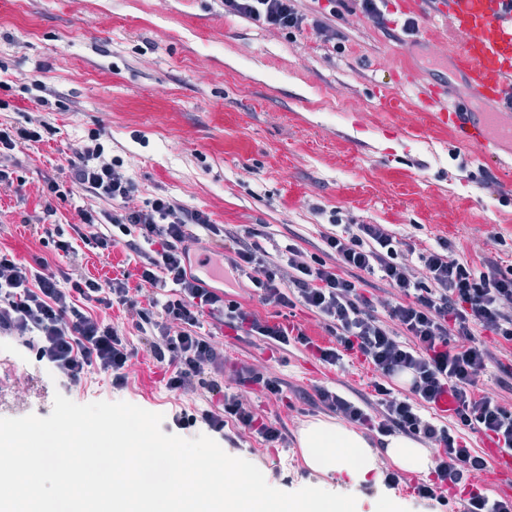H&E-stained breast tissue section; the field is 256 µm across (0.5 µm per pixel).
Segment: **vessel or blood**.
<instances>
[{"mask_svg":"<svg viewBox=\"0 0 512 512\" xmlns=\"http://www.w3.org/2000/svg\"><path fill=\"white\" fill-rule=\"evenodd\" d=\"M432 1L438 14L454 20L460 47L452 54L453 65L472 101L485 109L474 114L469 103L449 106L439 84L423 86L417 102L457 143L481 148L486 159H494L502 144H512V0Z\"/></svg>","mask_w":512,"mask_h":512,"instance_id":"1","label":"vessel or blood"}]
</instances>
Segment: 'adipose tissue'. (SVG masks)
Listing matches in <instances>:
<instances>
[{
	"label": "adipose tissue",
	"instance_id": "ef3b65f1",
	"mask_svg": "<svg viewBox=\"0 0 512 512\" xmlns=\"http://www.w3.org/2000/svg\"><path fill=\"white\" fill-rule=\"evenodd\" d=\"M301 445L307 450L309 465L323 472L352 468L357 458L369 462L375 459L362 435L323 421L311 423L303 429ZM387 454L400 468L412 472H424L434 465L422 446L403 435L388 437Z\"/></svg>",
	"mask_w": 512,
	"mask_h": 512
}]
</instances>
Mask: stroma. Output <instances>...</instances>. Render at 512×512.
Returning a JSON list of instances; mask_svg holds the SVG:
<instances>
[{"label":"stroma","instance_id":"obj_1","mask_svg":"<svg viewBox=\"0 0 512 512\" xmlns=\"http://www.w3.org/2000/svg\"><path fill=\"white\" fill-rule=\"evenodd\" d=\"M326 43L311 30L278 33L224 12V0H0V124L43 120L52 132L17 147L16 180L0 185V248L18 259L55 261L36 225L69 227L93 198L76 190L53 200L46 180L70 183L63 153L100 129L106 153L124 162L136 203L171 196L210 213L227 228H263L268 252L312 248L331 212L347 224H390L417 247L445 240L474 264L512 269V158L483 166L480 149L456 144L420 111L403 78L436 80L433 62L458 45L449 23L420 14L417 38L397 28L404 15L389 0L387 27L355 13L346 0ZM123 328L136 356L126 388L93 373L71 390L17 342L0 339V417L49 416L56 392L78 404L125 401L172 418L204 408L200 394L169 391L129 312L96 306ZM227 363L245 362L288 382L282 398L254 389L258 410L289 432L283 448L250 434L236 457L267 483L306 486L356 498V512H421L404 493L367 495L363 473L311 468L301 430L319 420L309 397L343 385L369 393L361 359L326 367L306 352L272 350L253 336L215 328Z\"/></svg>","mask_w":512,"mask_h":512}]
</instances>
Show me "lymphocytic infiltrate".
I'll use <instances>...</instances> for the list:
<instances>
[{
  "instance_id": "obj_1",
  "label": "lymphocytic infiltrate",
  "mask_w": 512,
  "mask_h": 512,
  "mask_svg": "<svg viewBox=\"0 0 512 512\" xmlns=\"http://www.w3.org/2000/svg\"><path fill=\"white\" fill-rule=\"evenodd\" d=\"M319 2L224 0V12L265 29L308 27L322 37L333 30L330 19L339 0H327L324 8ZM47 130L41 122L0 127L1 185L13 183L6 158L19 145L42 141ZM102 137V130L89 132L68 157L73 185L101 206L80 209L73 237L55 229L53 247L64 258L78 240L105 257L120 245L132 255L134 270L101 279L50 266L38 256L23 263L0 250V336L21 339L37 362L67 383L97 371L121 389L135 352L125 332L94 315L92 306L135 312L136 328L151 333L149 351L165 369L169 391L200 388L222 398L217 409L203 410L200 417L175 418L176 427L200 422L220 434L231 424L273 448L286 443L284 427L259 415L241 389L257 384L278 396L284 381L243 366L235 371L238 391L226 392L224 351L205 330V319L245 327L248 335L278 347L314 348L328 366L339 365L345 352H359L375 373L373 399L320 387L315 408L368 430L378 447L402 434L434 449L428 475L410 487L417 504L436 512H512V498L490 496L472 484V475L486 470L488 461L465 438L472 432L512 449V404L476 394L497 355L475 341L477 331L489 330L512 343V270L491 262L480 269L449 251L447 243L419 249L390 225H346L337 216L316 251L291 243L273 255L260 245V229L229 233L210 213L168 196L135 205L138 187L122 162L106 156ZM204 238L217 247L219 275L247 279L264 302L306 309L334 344L313 346L304 330L259 318L209 288L190 258L192 245ZM370 283L389 295L384 309L364 295ZM139 290L145 301L136 299ZM444 395L453 405L450 425L423 416Z\"/></svg>"
}]
</instances>
